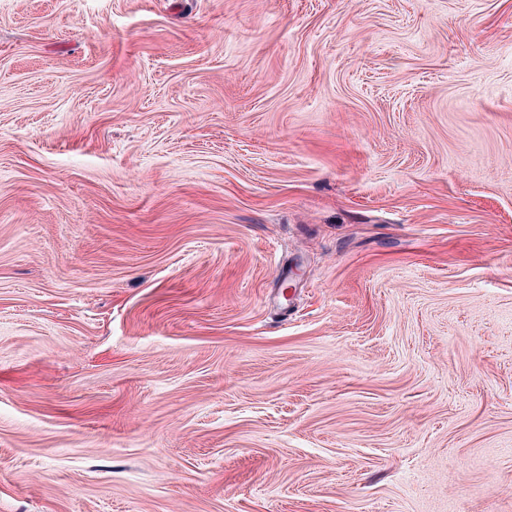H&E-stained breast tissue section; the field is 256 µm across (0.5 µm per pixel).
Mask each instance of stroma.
Here are the masks:
<instances>
[{
  "label": "stroma",
  "mask_w": 512,
  "mask_h": 512,
  "mask_svg": "<svg viewBox=\"0 0 512 512\" xmlns=\"http://www.w3.org/2000/svg\"><path fill=\"white\" fill-rule=\"evenodd\" d=\"M0 512H512V0H0Z\"/></svg>",
  "instance_id": "obj_1"
}]
</instances>
